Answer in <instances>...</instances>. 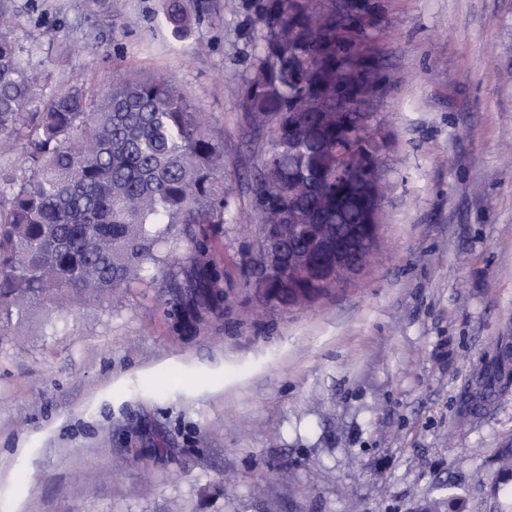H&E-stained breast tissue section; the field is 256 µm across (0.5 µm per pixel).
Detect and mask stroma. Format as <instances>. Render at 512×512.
<instances>
[{"mask_svg": "<svg viewBox=\"0 0 512 512\" xmlns=\"http://www.w3.org/2000/svg\"><path fill=\"white\" fill-rule=\"evenodd\" d=\"M185 37L166 0H13L0 24L37 96L82 77L173 78L224 129V189L250 212L265 144L238 88L254 0H205ZM388 61L380 244L311 304L244 283L258 221L224 224L222 318L178 331L159 287L0 339V512H411L427 500L512 512L494 457L512 444V0H381ZM61 52L42 61L39 44Z\"/></svg>", "mask_w": 512, "mask_h": 512, "instance_id": "stroma-1", "label": "stroma"}]
</instances>
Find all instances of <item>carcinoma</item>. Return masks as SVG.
I'll return each mask as SVG.
<instances>
[{"label": "carcinoma", "instance_id": "cac0c4a2", "mask_svg": "<svg viewBox=\"0 0 512 512\" xmlns=\"http://www.w3.org/2000/svg\"><path fill=\"white\" fill-rule=\"evenodd\" d=\"M336 13V0H256L260 38L253 75L239 86L238 108L250 132L268 133L255 165L254 217L281 224H333L349 232L359 219V185L336 182V150L378 148L336 131V85L353 83L349 112L366 118L386 81L385 59L372 81L357 80L350 43L326 32L320 58L305 41L312 19ZM177 34L190 14L167 0ZM36 76L22 50L0 31V323L21 324L36 303H106L137 284L162 281L175 328L196 333L224 316V268L214 235L226 223L224 134L160 74L128 73L104 94L77 78L33 104ZM187 243L183 257L170 247ZM291 283L283 306L312 302ZM509 376L487 373L491 395Z\"/></svg>", "mask_w": 512, "mask_h": 512}]
</instances>
